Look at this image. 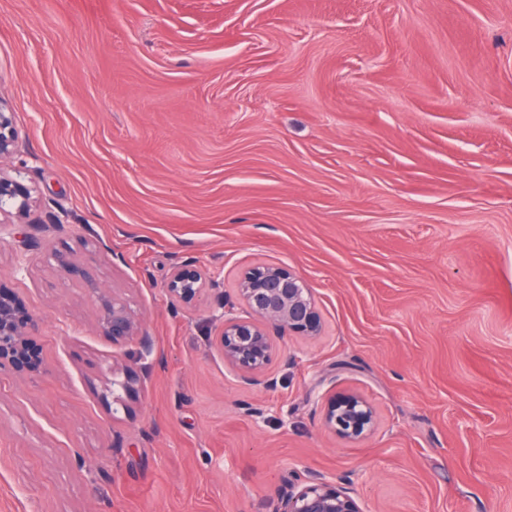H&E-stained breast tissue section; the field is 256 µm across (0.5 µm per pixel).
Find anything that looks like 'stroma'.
<instances>
[{
  "instance_id": "35a3bbf8",
  "label": "stroma",
  "mask_w": 512,
  "mask_h": 512,
  "mask_svg": "<svg viewBox=\"0 0 512 512\" xmlns=\"http://www.w3.org/2000/svg\"><path fill=\"white\" fill-rule=\"evenodd\" d=\"M0 99L36 200L0 285L44 363L0 373V512H269L292 470L363 512H512V0H0ZM178 263L223 293L173 309ZM278 263L322 329L274 338L267 390L215 339ZM330 389L369 437L323 428ZM100 301L99 328L104 336L112 339L114 345L125 343L134 337L139 341V358H147L153 354L150 336L140 332L138 320L129 305L119 297L98 295ZM321 399V419L325 429L349 441L363 440L374 430L375 410L360 393L328 390Z\"/></svg>"
}]
</instances>
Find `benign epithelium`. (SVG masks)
I'll use <instances>...</instances> for the list:
<instances>
[{"mask_svg":"<svg viewBox=\"0 0 512 512\" xmlns=\"http://www.w3.org/2000/svg\"><path fill=\"white\" fill-rule=\"evenodd\" d=\"M19 139L15 115L0 102V163L12 157ZM32 206L31 189L22 181L0 170V216L23 218ZM223 282L188 264L173 266L166 292L176 307L190 308L201 293L221 289ZM239 293L252 316L244 320L234 307L224 304L223 327L216 346L224 361L235 368L243 382L271 388L275 378L269 372L272 335L314 337L321 331V319L304 281L280 264H260L241 276ZM98 325L112 344L133 338L139 341V358L153 354L149 336L140 332L138 320L129 305L115 295H99ZM34 316L22 300L7 288H0V373L25 376L41 372L43 362L30 352ZM322 425L349 440L365 439L376 424L372 405L358 392L329 390L321 396ZM270 512H362L359 501L342 483L320 473L292 471L283 480Z\"/></svg>","mask_w":512,"mask_h":512,"instance_id":"obj_1","label":"benign epithelium"}]
</instances>
